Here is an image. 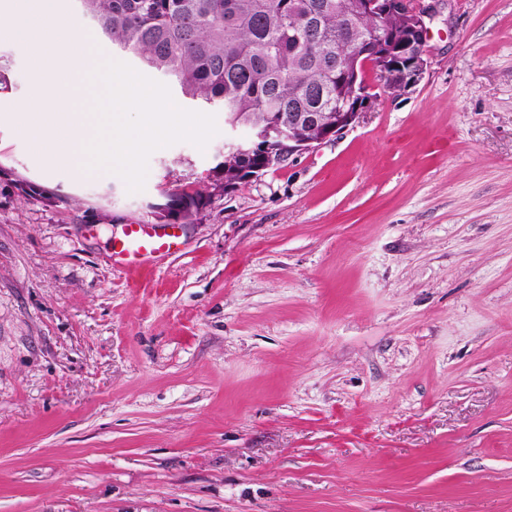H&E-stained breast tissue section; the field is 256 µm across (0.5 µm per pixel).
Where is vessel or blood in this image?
<instances>
[{"label": "vessel or blood", "instance_id": "b4317fda", "mask_svg": "<svg viewBox=\"0 0 512 512\" xmlns=\"http://www.w3.org/2000/svg\"><path fill=\"white\" fill-rule=\"evenodd\" d=\"M184 242L178 231L158 233L154 225L137 223L125 225L122 234L113 238L111 258L113 264L137 269L154 260L182 250Z\"/></svg>", "mask_w": 512, "mask_h": 512}]
</instances>
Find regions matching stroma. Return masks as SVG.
Masks as SVG:
<instances>
[{"mask_svg": "<svg viewBox=\"0 0 512 512\" xmlns=\"http://www.w3.org/2000/svg\"><path fill=\"white\" fill-rule=\"evenodd\" d=\"M427 2L415 86L137 271L113 237L223 135L156 150L138 193L45 175L0 42V512H512V0Z\"/></svg>", "mask_w": 512, "mask_h": 512, "instance_id": "obj_1", "label": "stroma"}]
</instances>
